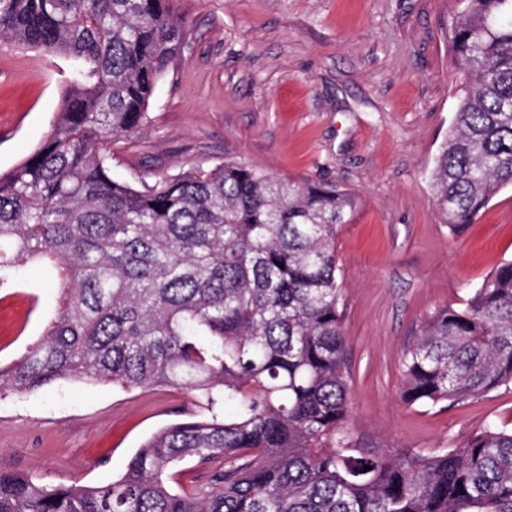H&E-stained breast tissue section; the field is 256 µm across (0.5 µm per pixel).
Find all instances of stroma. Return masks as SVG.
I'll list each match as a JSON object with an SVG mask.
<instances>
[{
  "instance_id": "35a3bbf8",
  "label": "stroma",
  "mask_w": 512,
  "mask_h": 512,
  "mask_svg": "<svg viewBox=\"0 0 512 512\" xmlns=\"http://www.w3.org/2000/svg\"><path fill=\"white\" fill-rule=\"evenodd\" d=\"M188 42L158 85L141 133L112 145L134 187L235 161L293 182L333 184L358 208L337 239L347 337L349 424L360 447L460 446L488 421L512 428V388L441 411L401 398L405 349L435 310L460 307L512 259V189L451 233L429 172L454 111L448 29L458 0H176ZM0 172L46 136L70 61L0 47ZM54 272L26 268L0 292V362L51 320ZM209 410L169 386L61 381L0 397V469L46 484H104L153 433Z\"/></svg>"
}]
</instances>
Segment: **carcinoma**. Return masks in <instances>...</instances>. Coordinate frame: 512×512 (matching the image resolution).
<instances>
[{"label": "carcinoma", "instance_id": "carcinoma-1", "mask_svg": "<svg viewBox=\"0 0 512 512\" xmlns=\"http://www.w3.org/2000/svg\"><path fill=\"white\" fill-rule=\"evenodd\" d=\"M456 106L431 171L455 233L512 186V0H461ZM173 0H0V46L71 61L49 133L0 173V288L46 260L60 302L0 364V396L59 381L197 391L220 417L161 429L106 484L0 470V512H512V429L458 448L368 452L347 431L336 241L356 198L237 162L135 188L107 146L137 135L186 47ZM512 385V260L404 352L402 398L448 408ZM191 463V490L170 472ZM370 470H364V467Z\"/></svg>", "mask_w": 512, "mask_h": 512}]
</instances>
